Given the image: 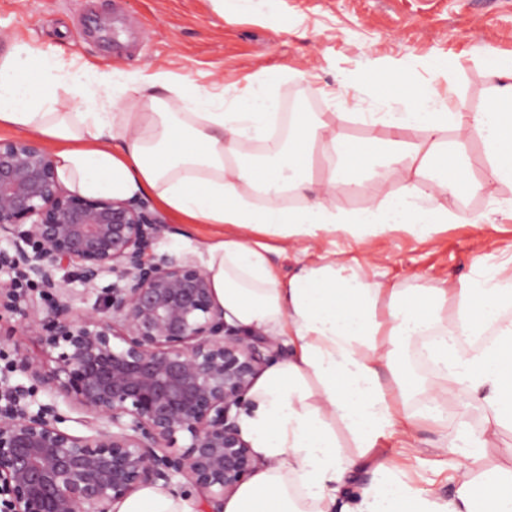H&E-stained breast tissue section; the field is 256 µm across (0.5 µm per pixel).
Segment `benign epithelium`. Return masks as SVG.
<instances>
[{
    "instance_id": "1",
    "label": "benign epithelium",
    "mask_w": 512,
    "mask_h": 512,
    "mask_svg": "<svg viewBox=\"0 0 512 512\" xmlns=\"http://www.w3.org/2000/svg\"><path fill=\"white\" fill-rule=\"evenodd\" d=\"M169 231L141 200L67 190L38 139H0V238L12 241L0 268L15 274L0 312L19 316L46 355L18 349L8 362L30 386L0 406L3 512H114L175 481L202 492L200 512H222L261 469L232 410L282 347L225 321L194 258L155 253ZM68 268L92 289L112 277L83 314L56 279ZM41 391L78 405L87 433L59 427Z\"/></svg>"
}]
</instances>
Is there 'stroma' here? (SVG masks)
Segmentation results:
<instances>
[{
  "label": "stroma",
  "mask_w": 512,
  "mask_h": 512,
  "mask_svg": "<svg viewBox=\"0 0 512 512\" xmlns=\"http://www.w3.org/2000/svg\"><path fill=\"white\" fill-rule=\"evenodd\" d=\"M227 17L211 0H0V54L13 38L79 53L89 64L125 70L168 71L196 85L235 97L262 72H278L272 93L281 109L291 96L306 97L313 112H385L401 107L365 76L369 60L405 64L408 76L433 85L462 114L481 111L490 95L486 56L512 58V0H268L252 11L248 0H229ZM112 18V34L97 16ZM318 88L320 96L309 95ZM471 214L482 220L441 225L425 239L394 232L360 246L337 236L321 247L367 265L369 273L396 280L421 276L423 285L475 276L476 261L493 257L494 273L512 278V185L497 184L470 195ZM157 254L186 253L204 261L213 224H179ZM441 434L420 423L405 448L386 438L385 456L404 462V479L448 497L453 459L440 448Z\"/></svg>",
  "instance_id": "35a3bbf8"
}]
</instances>
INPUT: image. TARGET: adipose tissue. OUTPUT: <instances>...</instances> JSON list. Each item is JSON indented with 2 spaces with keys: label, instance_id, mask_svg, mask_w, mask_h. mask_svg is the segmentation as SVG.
Instances as JSON below:
<instances>
[{
  "label": "adipose tissue",
  "instance_id": "adipose-tissue-1",
  "mask_svg": "<svg viewBox=\"0 0 512 512\" xmlns=\"http://www.w3.org/2000/svg\"><path fill=\"white\" fill-rule=\"evenodd\" d=\"M487 65L482 111L461 118L407 77L403 108L362 114L373 134L355 139L349 113L279 112L271 75L228 105L170 72L101 70L21 39L0 55V130L43 140L80 195H148L180 223L221 226L206 266L225 318L288 346L238 420L264 467L224 512H512V479L484 471L490 440L512 427V280L407 288L316 249L336 232L362 245L397 229L425 238L460 221L448 202L462 191L512 184V61ZM474 132L480 182L463 149ZM276 241L294 252L292 274L270 258ZM476 407L489 415L479 430L468 422ZM421 420L455 428L450 497L412 488L377 454ZM364 469L372 480L355 484ZM116 509L189 512L161 486Z\"/></svg>",
  "mask_w": 512,
  "mask_h": 512
}]
</instances>
